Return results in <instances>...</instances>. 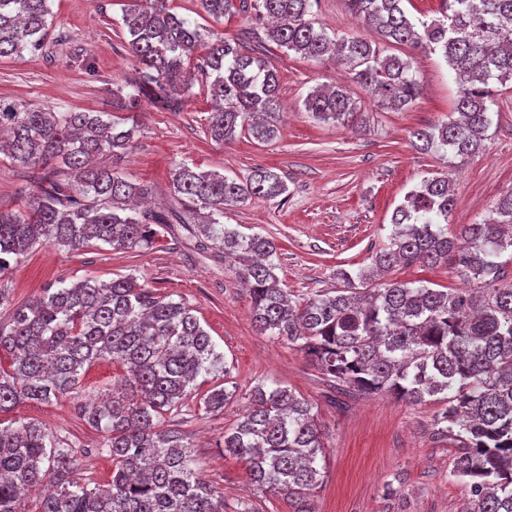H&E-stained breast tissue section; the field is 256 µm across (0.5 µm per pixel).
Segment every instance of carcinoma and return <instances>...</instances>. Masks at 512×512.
<instances>
[{
  "label": "carcinoma",
  "instance_id": "obj_1",
  "mask_svg": "<svg viewBox=\"0 0 512 512\" xmlns=\"http://www.w3.org/2000/svg\"><path fill=\"white\" fill-rule=\"evenodd\" d=\"M49 0H0V58L39 50ZM169 0H130L122 14L129 52L138 63L124 97L144 96L176 111L193 77L191 53L205 48L200 74L209 80L213 110L208 133L231 141L237 129L260 140L277 134L278 74L266 59L173 12ZM406 0H347L350 12L375 29L381 42L361 35L330 37L316 27L317 0H198L215 20L234 12L268 20L266 38L303 58H336L379 106L415 103L422 80L413 57L387 53L390 44L439 52L460 84L458 118L410 132L413 148L470 157L484 147L494 85L512 82V0H441L438 17L414 22ZM316 120L347 126L359 107L340 83L315 88L304 100ZM131 122L124 129L122 122ZM118 123L104 112H45L0 100V146L14 165L47 176L25 211H0V275L38 245L79 251L92 242L150 250L156 224H180L204 250L238 263L250 287L252 320L260 333L311 357L338 393H387L441 408L433 436L458 452L452 473L465 483L468 512H512V284L500 285L512 257V191L488 218L448 233L454 198L448 177L424 180L392 214L390 245L370 266L336 272L343 287L302 301L280 287L276 244L223 224L224 206L286 192L278 174L259 168L245 180L183 165L172 191L183 209L140 212L148 186L96 159L127 152L139 122ZM422 260L457 269L464 288H431L385 281L393 266ZM0 414L24 401L48 403L81 388L93 364L112 360L126 369L128 392L81 405L80 418L101 433L99 452L112 460L111 480L74 477L85 449L58 440L34 420L0 421V512H29L25 496L39 491L34 512H224V496L196 467L184 436L162 429L194 400L207 412L233 397L215 385L199 393L197 379L228 374L224 354L194 310L140 284L131 275L109 282L60 278L42 295L17 305L0 323ZM303 398L282 386L257 384L251 409L224 432V452L246 463L257 491L283 495L292 512H314L322 483L321 430Z\"/></svg>",
  "mask_w": 512,
  "mask_h": 512
}]
</instances>
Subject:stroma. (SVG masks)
I'll return each mask as SVG.
<instances>
[{"instance_id": "obj_1", "label": "stroma", "mask_w": 512, "mask_h": 512, "mask_svg": "<svg viewBox=\"0 0 512 512\" xmlns=\"http://www.w3.org/2000/svg\"><path fill=\"white\" fill-rule=\"evenodd\" d=\"M125 0H51L45 42L37 52L0 58V99L22 100L47 112H108L113 90L132 94L137 63L128 53L122 26ZM170 7L197 24L236 40L270 61L280 77L279 105L290 112L273 139L242 133L229 142L207 133L211 100L196 81L179 111L157 110L140 98L141 124L117 168L147 184L156 212L175 206L173 171L185 163L243 180L255 168L271 169L288 186L275 198L251 199L225 210L224 222L242 234H260L277 246L274 258L281 285L296 298L337 288L336 272H357L388 242L394 208L428 178L451 174L454 206L449 231L477 224L498 198L512 190V84L500 87L490 106L492 124L482 153L443 159L414 150L410 130L454 116L458 84L441 54L399 45L394 54L413 55L424 80L423 93L408 109L376 107L359 86L350 91L366 121L364 131L323 123L303 102L316 86L339 76L330 62L300 58L267 40L259 22L245 13L213 20L196 0H170ZM34 169L14 166L0 154V210L23 209L38 182ZM134 274L145 287L186 301L210 333L229 368L223 383L233 394L223 412L166 417L165 428L185 435L205 479L224 496V512L251 504L254 512H290L285 497L249 489L244 463L222 452L224 432L245 415L257 383H278L312 405L325 446L323 483L314 494L315 512H466L468 492L451 473L455 450L432 435L436 403L410 404L379 394L354 395L331 403L328 388L307 356L261 334L252 323L251 298L234 263L223 254L198 249L195 239L175 227L160 230L152 250L134 252L103 245L80 251L43 245L0 276L10 301L0 306L7 321L14 304L40 295L65 277L110 281ZM399 282L428 281L440 288L462 282L448 265L400 264L386 275ZM124 369L102 361L84 375L78 393L48 403L22 402L11 415L35 419L59 440L86 451L76 463L80 476L106 483L112 461L98 454L103 438L79 419L76 406L120 383ZM394 494H385L386 484Z\"/></svg>"}]
</instances>
